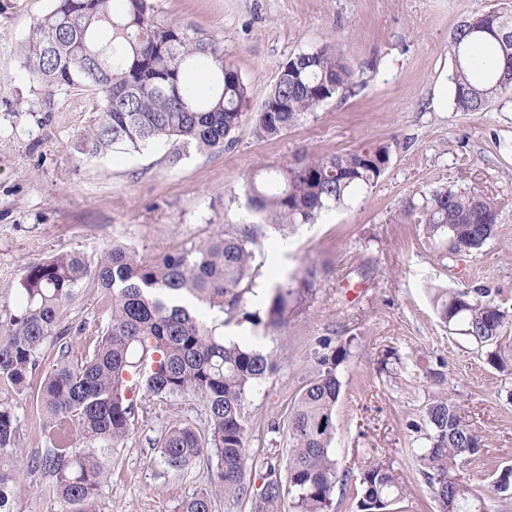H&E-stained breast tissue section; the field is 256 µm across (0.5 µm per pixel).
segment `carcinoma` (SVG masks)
Instances as JSON below:
<instances>
[{"mask_svg": "<svg viewBox=\"0 0 512 512\" xmlns=\"http://www.w3.org/2000/svg\"><path fill=\"white\" fill-rule=\"evenodd\" d=\"M449 46L456 59V111L482 112L512 97V9L458 22ZM20 54L45 98L64 89L102 95L98 121L79 139L88 157L172 140L199 151L221 149L234 142L250 110L248 88L223 47L161 18L154 0H53L33 23ZM192 71L203 73L204 85L187 79ZM355 86L336 48L298 53L283 64L255 113L253 133L278 138ZM388 161L387 146L306 157L251 181L247 203L261 216L259 224L153 261L126 246L106 249L94 282L110 298V319L78 359L61 315L89 274L86 258L65 253L30 266L21 280L24 304L0 339V394H6L0 397V512H15L20 491L17 417L7 395L31 388L47 448L28 465L52 476L60 512H92L110 473L112 448L129 434L132 396L140 390L161 398L192 394L205 406L208 435L175 423L154 442L168 472L185 470L205 454L216 458L210 490L182 500L178 512H212L214 497L249 496L247 402L277 365L260 349L215 334L187 299L223 312L227 323L239 318L266 330L283 326L292 303L312 288L317 270L309 267L276 285L264 313L247 310L254 246L264 230L314 223L322 211L345 205L354 191L374 187ZM498 220L495 198L471 188L433 192L421 214L428 237L447 242L450 255L480 249L495 236ZM434 305L443 323L479 345L490 367L504 370L512 363V312L490 299L488 289L444 292ZM48 341L57 346L56 357L35 388L38 354ZM321 346L325 352L288 412L286 465L270 464L258 474L254 512H280L287 495L292 512H331L339 478L331 447L343 387L339 366L348 349ZM423 423L429 447L418 458V471L437 512H492L489 501L512 498L506 471L486 496L463 481H448L458 462L482 443L450 397L429 403ZM356 495L359 512H392L405 487L389 466L374 462L361 472Z\"/></svg>", "mask_w": 512, "mask_h": 512, "instance_id": "carcinoma-1", "label": "carcinoma"}]
</instances>
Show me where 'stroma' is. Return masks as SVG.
Instances as JSON below:
<instances>
[{"label":"stroma","mask_w":512,"mask_h":512,"mask_svg":"<svg viewBox=\"0 0 512 512\" xmlns=\"http://www.w3.org/2000/svg\"><path fill=\"white\" fill-rule=\"evenodd\" d=\"M159 15L224 47V56L260 111L284 62L335 46L358 82L344 99L323 104L287 134L256 138L244 121L233 145L198 151L160 145L87 157L76 145L98 117L83 91L44 98L18 48L52 0H0V325L23 304L29 266L69 252L96 263L114 244L146 260L197 245L239 224H254L246 205L251 177L308 153L385 146L390 160L373 188L321 214L292 235L270 229L254 248L249 311L263 309L275 284L317 266L321 276L278 330L226 322L209 325L225 338L273 354L277 372L248 399L249 463L261 470L286 459L283 421L310 379L320 339L348 345L341 365L332 446L340 478L334 512H358L355 487L366 465L383 462L407 494L400 512H436L418 471L425 446L417 431L424 408L447 391L483 445L459 464L478 493L512 466V371L488 366L476 343L448 329L434 309L445 290L486 288L512 309V99L482 113L456 111L449 32L461 19L501 0H155ZM473 187L497 197V232L481 251L448 254L420 222L433 191ZM110 300L89 281L75 289L62 323L96 330ZM443 373L444 382L434 380ZM128 437L112 450V473L94 512H177L208 487L212 459L179 473L164 471L153 442L172 424L208 427L203 401L136 393ZM22 461L45 448L29 393L12 400ZM17 512H57L53 479L22 468Z\"/></svg>","instance_id":"1"}]
</instances>
